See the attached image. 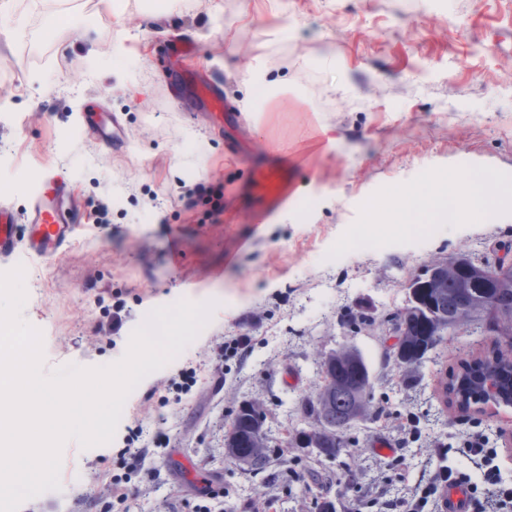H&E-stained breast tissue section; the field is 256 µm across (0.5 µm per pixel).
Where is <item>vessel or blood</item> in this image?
Wrapping results in <instances>:
<instances>
[{
	"label": "vessel or blood",
	"instance_id": "vessel-or-blood-1",
	"mask_svg": "<svg viewBox=\"0 0 512 512\" xmlns=\"http://www.w3.org/2000/svg\"><path fill=\"white\" fill-rule=\"evenodd\" d=\"M86 125L110 145L124 142L116 115L92 111L85 115ZM75 196L71 184L61 176L44 172L24 215L0 203V263L15 261L19 253L55 260L71 244L75 232L72 213Z\"/></svg>",
	"mask_w": 512,
	"mask_h": 512
}]
</instances>
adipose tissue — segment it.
<instances>
[{"label": "adipose tissue", "mask_w": 512, "mask_h": 512, "mask_svg": "<svg viewBox=\"0 0 512 512\" xmlns=\"http://www.w3.org/2000/svg\"><path fill=\"white\" fill-rule=\"evenodd\" d=\"M493 181V176L485 173L449 174L447 186L440 191L422 186L406 192L410 205L401 209L400 214L409 223H428L444 216L452 224L465 212L490 214L512 198L511 190L489 193L488 187Z\"/></svg>", "instance_id": "obj_1"}]
</instances>
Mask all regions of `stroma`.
Returning <instances> with one entry per match:
<instances>
[{
    "mask_svg": "<svg viewBox=\"0 0 512 512\" xmlns=\"http://www.w3.org/2000/svg\"><path fill=\"white\" fill-rule=\"evenodd\" d=\"M16 2L23 33L0 32V201L25 211L49 169L72 183L80 225L59 259H21L23 317L42 333L44 372L117 361L153 308L217 303L198 338L129 394L114 439L67 441L60 490L20 512H194L210 489L223 492L224 512L270 501L277 512H371L372 498L389 496L400 474L417 479L461 427L494 438L512 478V407L450 408L440 385L493 347L495 332L458 328L413 382L387 356L405 282L439 257L512 247V205L426 231L369 208L439 186L465 156L512 186V0H198L156 21L149 0H117L111 12L97 0ZM119 36L129 53L116 59ZM176 41L199 51L175 67ZM259 62L288 85L265 108L247 82ZM177 68L220 90L243 122H220L175 81ZM94 107L120 118L125 151L87 128ZM210 190L223 194L219 210ZM364 224L380 228L368 249L351 241ZM240 335L244 356L220 358ZM345 346L371 365L372 411L336 459L284 446L309 427L298 406L319 388L322 358ZM192 363L205 378L190 393L152 396ZM254 400L271 436L258 471L224 445L233 411ZM136 419L150 428L151 477L116 455ZM115 475L129 487L121 504L102 486Z\"/></svg>",
    "mask_w": 512,
    "mask_h": 512,
    "instance_id": "35a3bbf8",
    "label": "stroma"
}]
</instances>
